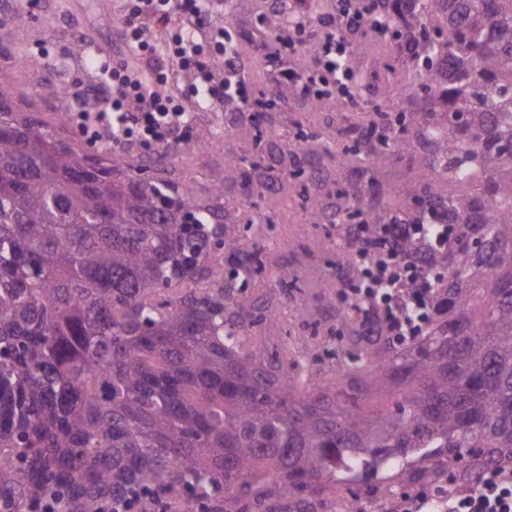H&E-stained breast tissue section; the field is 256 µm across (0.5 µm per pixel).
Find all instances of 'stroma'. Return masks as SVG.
<instances>
[{"label": "stroma", "mask_w": 512, "mask_h": 512, "mask_svg": "<svg viewBox=\"0 0 512 512\" xmlns=\"http://www.w3.org/2000/svg\"><path fill=\"white\" fill-rule=\"evenodd\" d=\"M271 3L272 0H238L232 29L239 60L249 73L251 94L267 99L277 97L281 84L268 64L266 50L251 31L257 18L268 15ZM122 4L123 0H37L22 25L9 24L8 13L1 11L0 20L6 26L0 31V41L9 46L11 54L0 58V78L22 90V97L15 101L17 109L38 113L51 127L64 128L66 136L89 154L133 163L145 155L141 146L117 152L102 138L81 134L69 117L74 103H60L50 89L58 81L86 91L96 86L95 69L87 66L85 58L70 53L74 40L96 47L107 58L126 59L119 20ZM38 52L64 58L63 71L57 74L19 65V58ZM167 87L184 109L193 113L188 140L175 139L169 144L171 177H191L198 195H208L212 179L220 175L224 178L225 204L243 206L245 172L227 166L226 159L238 151L242 140L261 134L259 172L271 177L275 186L260 200L259 210L274 213L275 222L270 226L256 223L250 230L262 263L250 282V290L274 318L255 326L252 343L285 352L295 340H308L317 347L318 365L333 371L349 349L340 318L348 303L342 282L345 271L336 248L335 228L306 223L300 194L307 187L328 195L336 189V175L331 165L321 163L303 181L286 177L283 134L296 123L306 134L327 137L343 145L348 141L346 132L340 125L326 124L324 113L312 110L309 102L298 96L280 109L265 113L258 127L253 128L233 119L221 107L195 110V96L184 76L170 75ZM217 128L223 132V143L213 148L200 134ZM285 263L299 271L295 287H280L273 277L277 267Z\"/></svg>", "instance_id": "1"}]
</instances>
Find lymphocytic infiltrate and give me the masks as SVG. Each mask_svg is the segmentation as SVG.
<instances>
[{"label": "lymphocytic infiltrate", "mask_w": 512, "mask_h": 512, "mask_svg": "<svg viewBox=\"0 0 512 512\" xmlns=\"http://www.w3.org/2000/svg\"><path fill=\"white\" fill-rule=\"evenodd\" d=\"M384 0H358L356 7L316 17L309 0H275L263 27L266 41L274 47L268 62L303 96L319 97L320 86L337 79L336 62L350 49L353 36L373 29ZM125 47L134 63L98 67L97 94L100 106L89 112L77 109L78 126L103 134L113 144L138 140L142 146H159L189 127L188 114L167 89L163 68L190 77L197 97L207 105L244 110L250 94L248 75L236 60L228 40L229 28L214 23L209 0H130L121 13ZM319 28L320 37L313 70L317 82L299 76L287 63L303 46V34ZM169 33L164 50H157L159 30ZM224 56V72L216 74L211 53ZM418 224H378L362 235L353 253L359 283L353 288L348 308L352 318L370 323L373 330L403 343L417 336L427 319V309L436 287L425 253H406L404 243L421 239ZM407 512H512V474L491 473L477 483L473 494L439 502L418 495Z\"/></svg>", "instance_id": "f902f5d3"}]
</instances>
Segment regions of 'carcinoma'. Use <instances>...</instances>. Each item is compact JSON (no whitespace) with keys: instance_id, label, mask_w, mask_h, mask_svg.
Here are the masks:
<instances>
[{"instance_id":"carcinoma-1","label":"carcinoma","mask_w":512,"mask_h":512,"mask_svg":"<svg viewBox=\"0 0 512 512\" xmlns=\"http://www.w3.org/2000/svg\"><path fill=\"white\" fill-rule=\"evenodd\" d=\"M386 2L375 26L412 37L395 81L312 103L381 136L299 130L288 173L326 158L339 175L333 211L305 195L311 224H452L454 241L430 255L425 334L362 344L326 384L248 345L261 263L224 180L207 198L145 181L14 110L0 80V512H315L394 468L421 481L456 457L471 483L512 466V0ZM393 157L409 182L364 202L353 174L376 187ZM380 392L395 409L364 410Z\"/></svg>"}]
</instances>
